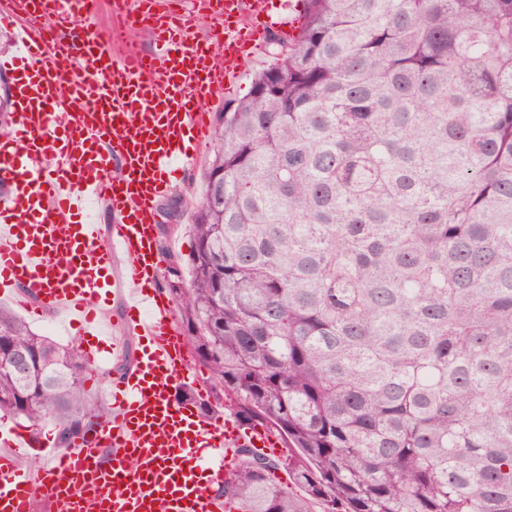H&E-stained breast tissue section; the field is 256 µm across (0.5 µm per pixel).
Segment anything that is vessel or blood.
Here are the masks:
<instances>
[{"label":"vessel or blood","instance_id":"b4317fda","mask_svg":"<svg viewBox=\"0 0 512 512\" xmlns=\"http://www.w3.org/2000/svg\"><path fill=\"white\" fill-rule=\"evenodd\" d=\"M100 0H0L17 32L8 64L13 112L0 133V296L35 315L78 324L89 363L104 350L121 365L110 409L70 447L0 427V512H234L213 491L238 448H279L275 433L177 398L187 379L174 301L159 286L164 256L156 207L169 176L203 144L208 114L239 76L268 0H217V24L192 22L145 0H113L129 30L150 28L155 49L116 50L111 32L87 30L80 48L55 37L91 19ZM114 219L104 236L94 213ZM122 305L108 317L104 288Z\"/></svg>","mask_w":512,"mask_h":512}]
</instances>
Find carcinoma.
Masks as SVG:
<instances>
[{
    "instance_id": "carcinoma-1",
    "label": "carcinoma",
    "mask_w": 512,
    "mask_h": 512,
    "mask_svg": "<svg viewBox=\"0 0 512 512\" xmlns=\"http://www.w3.org/2000/svg\"><path fill=\"white\" fill-rule=\"evenodd\" d=\"M217 135L164 284L238 448L241 512H512V0H306ZM27 364L17 372L12 357ZM87 361L0 308V413H100Z\"/></svg>"
}]
</instances>
